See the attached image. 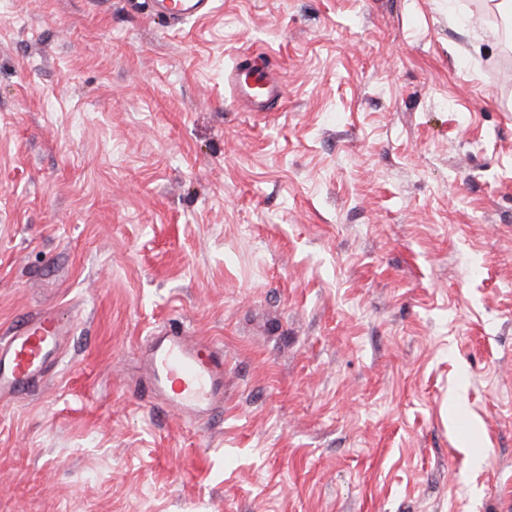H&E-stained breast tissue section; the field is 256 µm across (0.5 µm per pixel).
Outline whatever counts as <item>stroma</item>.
<instances>
[{
    "label": "stroma",
    "mask_w": 512,
    "mask_h": 512,
    "mask_svg": "<svg viewBox=\"0 0 512 512\" xmlns=\"http://www.w3.org/2000/svg\"><path fill=\"white\" fill-rule=\"evenodd\" d=\"M497 0H0V512H512V49ZM269 66L284 103L225 77ZM224 345V404L139 349ZM134 9H145L148 13L166 21L170 28H176L191 17H202L213 8V0H127ZM236 97L251 112H270L279 106L284 92L273 71L255 68L248 59L238 63L227 75ZM68 334L56 313L45 310L0 341V399L36 384ZM140 368L152 398L184 421H202L224 402V347L171 329L149 336Z\"/></svg>",
    "instance_id": "35a3bbf8"
}]
</instances>
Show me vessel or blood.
<instances>
[{
    "label": "vessel or blood",
    "instance_id": "vessel-or-blood-1",
    "mask_svg": "<svg viewBox=\"0 0 512 512\" xmlns=\"http://www.w3.org/2000/svg\"><path fill=\"white\" fill-rule=\"evenodd\" d=\"M133 8L177 27L202 17L213 0H131ZM236 97L249 111L268 112L284 97L268 69L241 61L227 75ZM68 331L55 312L45 310L0 341V398L16 397L36 384L54 362ZM140 368L152 398L182 420L201 421L224 401V348L212 339L172 329L149 337L140 351Z\"/></svg>",
    "mask_w": 512,
    "mask_h": 512
}]
</instances>
